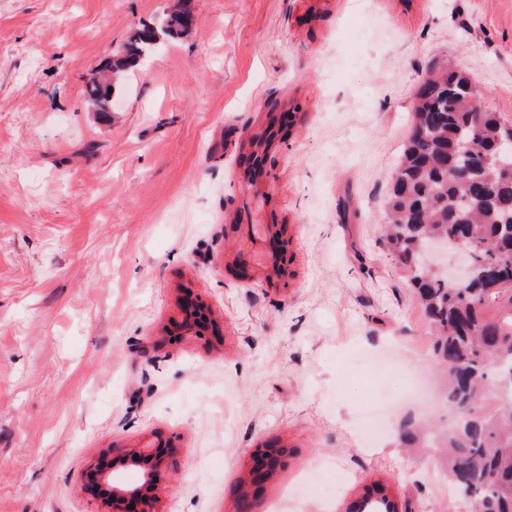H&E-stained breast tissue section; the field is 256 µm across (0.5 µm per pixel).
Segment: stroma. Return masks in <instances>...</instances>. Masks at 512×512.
I'll list each match as a JSON object with an SVG mask.
<instances>
[{"label":"stroma","mask_w":512,"mask_h":512,"mask_svg":"<svg viewBox=\"0 0 512 512\" xmlns=\"http://www.w3.org/2000/svg\"><path fill=\"white\" fill-rule=\"evenodd\" d=\"M168 0H0V512H105L81 495L113 441L174 436L158 512H236L266 440L285 467L249 512H344L380 481L406 512H472L406 426L451 412L406 270L381 241L413 94L468 73L512 121V0H192L195 22L124 77L85 84ZM296 109L254 199L236 163ZM288 242L275 286L235 274ZM202 296L224 339L155 348ZM396 403L366 447L358 415ZM113 91H115L114 84L91 80L86 83L83 94L91 105L98 108V112H108L107 106L112 101Z\"/></svg>","instance_id":"35a3bbf8"}]
</instances>
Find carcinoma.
<instances>
[{
    "mask_svg": "<svg viewBox=\"0 0 512 512\" xmlns=\"http://www.w3.org/2000/svg\"><path fill=\"white\" fill-rule=\"evenodd\" d=\"M190 0H177L157 25L138 29L117 52L112 69L127 73L164 37L189 31ZM115 85L91 80L83 94L107 111ZM275 118L243 152V175L255 187L261 157L273 144ZM512 140V122L480 105L477 85L463 71L429 75L414 94L411 132L391 177L384 216L387 251L409 273L417 305L431 326L432 358L448 374L445 399L455 413L447 438L406 432L409 440L448 449L445 474L458 500L479 512H512V402L491 404L497 372L512 370V154L496 155ZM490 156L470 167L471 156ZM462 243L476 281L448 284L424 263L433 241ZM508 304H503V297ZM356 512H398L385 484L366 487Z\"/></svg>",
    "mask_w": 512,
    "mask_h": 512,
    "instance_id": "cac0c4a2",
    "label": "carcinoma"
}]
</instances>
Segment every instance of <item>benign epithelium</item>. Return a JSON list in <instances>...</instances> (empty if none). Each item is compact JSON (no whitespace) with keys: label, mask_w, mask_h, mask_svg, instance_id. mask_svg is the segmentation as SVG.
Segmentation results:
<instances>
[{"label":"benign epithelium","mask_w":512,"mask_h":512,"mask_svg":"<svg viewBox=\"0 0 512 512\" xmlns=\"http://www.w3.org/2000/svg\"><path fill=\"white\" fill-rule=\"evenodd\" d=\"M235 270L242 279L259 278L268 286L288 277L287 266L276 259L260 273L246 259L239 258ZM179 310L180 320L165 332L168 338L223 335L209 307L192 290H183ZM178 451L173 438L161 435L139 447L129 448L114 441L112 447L104 451L103 458L87 469L79 491L91 499L102 501L109 507V512H156L157 491L174 467ZM287 457L288 449L278 442L259 444L245 462L239 499L246 504L262 493L284 468ZM126 467L141 471L139 484L131 486L121 480L118 470Z\"/></svg>","instance_id":"7a95c632"}]
</instances>
